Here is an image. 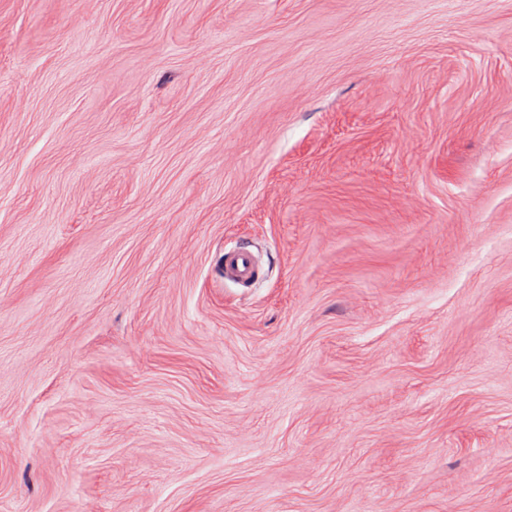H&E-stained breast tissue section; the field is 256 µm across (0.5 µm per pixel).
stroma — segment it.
<instances>
[{"label": "stroma", "instance_id": "35a3bbf8", "mask_svg": "<svg viewBox=\"0 0 512 512\" xmlns=\"http://www.w3.org/2000/svg\"><path fill=\"white\" fill-rule=\"evenodd\" d=\"M0 512H512V0H0ZM260 265L256 256L247 250L229 249L224 251L220 272L225 280L251 285L259 277Z\"/></svg>", "mask_w": 512, "mask_h": 512}]
</instances>
